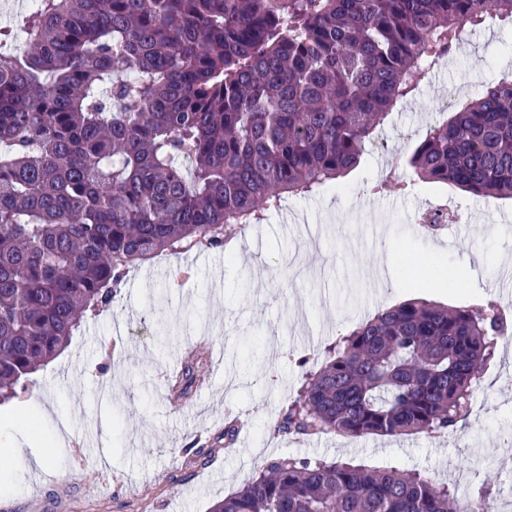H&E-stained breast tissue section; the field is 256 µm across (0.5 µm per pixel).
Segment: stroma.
<instances>
[{"label":"stroma","instance_id":"obj_1","mask_svg":"<svg viewBox=\"0 0 512 512\" xmlns=\"http://www.w3.org/2000/svg\"><path fill=\"white\" fill-rule=\"evenodd\" d=\"M446 66L424 69L414 96L397 105L340 184L284 199L260 223L232 228L224 249L161 256L131 269L112 306L87 316L68 348L0 405L13 451L0 458V512H210L276 455L352 459L371 468L417 470L463 490L485 483L512 496V345L488 365L465 425L425 434L352 439L327 433L295 441L273 435L278 410L302 383L299 359L314 360L377 310L424 298L451 306L512 293V200L417 184L408 194L370 193L404 175L427 129L446 119L440 99L464 86L470 99L512 77V21L466 26ZM452 203L463 221L437 232L408 223L432 203ZM393 244L384 256L385 244ZM423 273L405 281L402 260ZM459 278L444 287L434 270ZM195 349L208 352L209 390L186 406L170 372ZM47 409L29 430L20 417ZM239 425L233 451L196 463L193 442ZM45 464L28 471L24 460Z\"/></svg>","mask_w":512,"mask_h":512}]
</instances>
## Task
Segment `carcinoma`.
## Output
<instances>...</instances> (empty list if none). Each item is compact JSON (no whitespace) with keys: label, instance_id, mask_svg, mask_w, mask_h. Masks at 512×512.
Returning <instances> with one entry per match:
<instances>
[{"label":"carcinoma","instance_id":"carcinoma-1","mask_svg":"<svg viewBox=\"0 0 512 512\" xmlns=\"http://www.w3.org/2000/svg\"><path fill=\"white\" fill-rule=\"evenodd\" d=\"M512 0H36L0 43V402L160 255L224 248L356 168L424 64ZM407 180L512 199V79L430 127ZM507 317L493 301L379 311L305 372L284 437L445 433ZM200 362H183L180 395ZM416 471L279 456L210 512H488Z\"/></svg>","mask_w":512,"mask_h":512}]
</instances>
